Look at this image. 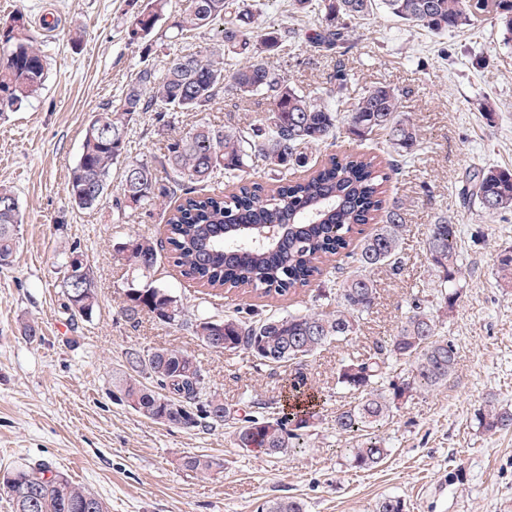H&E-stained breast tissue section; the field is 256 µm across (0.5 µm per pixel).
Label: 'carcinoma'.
Returning <instances> with one entry per match:
<instances>
[{"mask_svg":"<svg viewBox=\"0 0 512 512\" xmlns=\"http://www.w3.org/2000/svg\"><path fill=\"white\" fill-rule=\"evenodd\" d=\"M492 16L503 42L512 43V0H293L299 13H313L319 26L308 36L310 46L335 51L352 47L349 24L377 13L433 33L459 31L475 25L472 8ZM168 0H147L135 16V26L149 36L163 16ZM251 0H182L175 28L180 33L217 26L224 54L208 50L175 52L163 71L145 64L126 85L120 103L84 130L79 157L71 168L70 202L81 210L101 205L112 183V168L123 166L117 195L112 198L113 221L133 211L160 207L165 239L150 236L118 243L135 276L126 287L121 315L130 324L148 316L176 330H189L205 347L215 349L211 337L223 341L219 352L241 353L254 366L300 365L333 340L356 333L371 312L377 290L370 271L387 266L398 275L403 269L402 236L405 213L387 198L391 175L402 169L421 146L417 126L403 117L397 91L386 84L368 87L354 108L344 115L336 108V94L348 74L336 71V89L325 98L312 97L272 68L267 56L288 33L255 23ZM18 14L0 27V97L11 111L26 108L43 89L48 57L43 45ZM241 102L260 96L267 109L254 124L224 127L200 123L179 137L166 140L149 160H131L130 135L137 116L154 112L158 122L178 112H206L220 95ZM346 133L351 139H379L371 152L342 151L312 161L309 152ZM260 159L277 178L271 183L244 178L250 163ZM222 183L224 188H209ZM462 194L486 212L512 208V169L482 166L473 169ZM23 223L18 197L0 185V260L12 259ZM281 224L287 231L273 242L242 237L241 225ZM371 231L353 243L358 227ZM431 265L438 272L432 300L416 299L394 333L363 353L343 360L337 385L359 394L358 400L336 409V432L355 444L346 449L352 465L372 468L387 458L390 448L383 429L394 412L413 396L437 389L454 372L456 345L441 332L434 305L454 308L464 280L458 251V227L441 218L431 225L425 241ZM167 254L190 284L215 297L233 291L278 298L333 277V258H353V270L319 291L316 298L335 304L332 311L290 312L254 319L234 310L223 316L201 314L186 318L180 297L147 281ZM68 310L90 321L98 307V291L62 280ZM148 365L141 350L130 347L125 359L133 375L120 383L128 405L136 404L154 421L195 427L200 419L213 424L228 421L231 410L217 395H206L205 376L195 357L174 347L152 350ZM409 365L407 374L388 375L393 363ZM306 377L297 372L289 383L292 403L258 402L257 410L234 422V447L276 457L303 447L306 432L320 418L315 395L305 393ZM486 431L512 429V411L489 401L477 415ZM177 465L200 478L223 467L206 454L185 455ZM17 487H29L37 508L17 497ZM10 493L13 512H109L106 501L73 483L66 474L44 465L16 467L0 477ZM258 512H305L294 498L266 500Z\"/></svg>","mask_w":512,"mask_h":512,"instance_id":"1","label":"carcinoma"}]
</instances>
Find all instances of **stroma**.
Segmentation results:
<instances>
[{
  "mask_svg": "<svg viewBox=\"0 0 512 512\" xmlns=\"http://www.w3.org/2000/svg\"><path fill=\"white\" fill-rule=\"evenodd\" d=\"M180 5L171 0L146 58L126 37L134 0H0V25L24 14L48 55L47 79L32 105L0 116V184L14 189L24 216L16 257L0 267V471L46 464L101 496L109 512H256L274 497L299 498L306 512H373L384 496L400 497L405 512H512V429L485 431L476 420L490 400L512 409V285L497 279L500 255L512 251V209L491 214L461 196L472 168H512V47L503 45L498 25L482 20L441 36L377 16L353 23V49L329 55L306 42L318 25L314 15L293 16L291 0H257L263 26L296 32L269 55L272 67L315 96L333 89L337 68H345L349 80L336 97L343 113L366 87L390 85L419 126L422 145L388 185L406 212L402 273L373 272L375 305L353 336L326 345L299 369L256 368L152 319L126 323L120 308L129 269L114 246L162 237L161 219L141 210L117 224L110 199L92 211L68 199L86 125L119 102L141 59L160 70L179 49L222 52L215 29L176 36ZM48 15L54 28L42 25ZM265 110L259 99L242 105L222 96L210 111L177 114L171 133L200 122L245 125ZM440 216L460 229L466 269L464 290L442 317L458 365L435 391L395 413L385 429L391 454L382 464L352 468L343 453L352 440L331 421L337 407L355 399L336 384L340 361L393 333L412 298L431 294L435 272L424 242ZM73 250L97 281L99 307L89 322L70 315L59 287L63 256ZM151 279L180 296L190 318L258 301L253 293L206 296L169 262ZM32 322L40 328L33 341L24 334ZM158 346L194 355L208 392L229 406L285 401L288 383L303 371L323 417L302 449L277 458L234 448L225 425L183 429L152 421L120 401L115 381L128 373V348ZM192 454L213 456L223 467L196 478L176 464Z\"/></svg>",
  "mask_w": 512,
  "mask_h": 512,
  "instance_id": "35a3bbf8",
  "label": "stroma"
}]
</instances>
